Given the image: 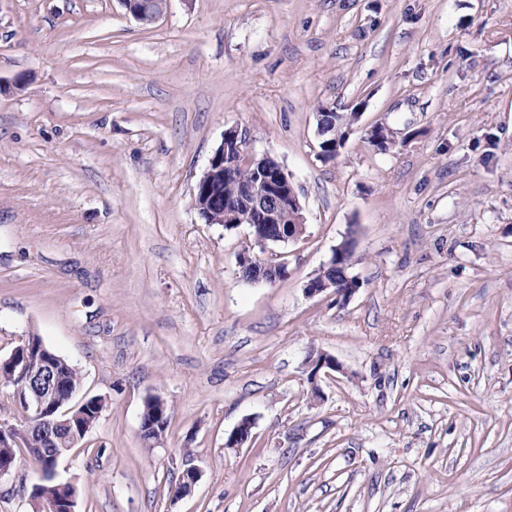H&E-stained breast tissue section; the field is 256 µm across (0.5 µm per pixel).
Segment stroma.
I'll use <instances>...</instances> for the list:
<instances>
[{
  "label": "stroma",
  "instance_id": "1",
  "mask_svg": "<svg viewBox=\"0 0 512 512\" xmlns=\"http://www.w3.org/2000/svg\"><path fill=\"white\" fill-rule=\"evenodd\" d=\"M324 107L359 115L331 160ZM232 126L299 193L286 280L192 207ZM347 238L356 292L307 296ZM31 334L106 401L76 512H512V0H0V356ZM165 2V0H122L128 13L138 21L147 14H151L156 20L161 15Z\"/></svg>",
  "mask_w": 512,
  "mask_h": 512
}]
</instances>
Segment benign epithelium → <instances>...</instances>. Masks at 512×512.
I'll list each match as a JSON object with an SVG mask.
<instances>
[{
  "mask_svg": "<svg viewBox=\"0 0 512 512\" xmlns=\"http://www.w3.org/2000/svg\"><path fill=\"white\" fill-rule=\"evenodd\" d=\"M128 13L136 20L147 14L158 18L165 0H122ZM247 137L236 127L224 132V139L212 156L208 168L196 186L199 215L208 224H222L229 230L237 223L232 203L225 201L221 186L232 178L239 166L250 165L255 156L247 148ZM244 196L253 203L267 225L281 223L282 213H288L287 229L279 227L267 231L254 225L250 231V245L238 254L240 270H249L248 281L275 283L288 278V265L277 255L268 253L273 243L296 241L305 233L303 208L298 192L286 170L278 163L259 164L255 180L244 187ZM332 288V283L311 280L305 288L308 296L320 295ZM334 289V288H332ZM353 288H336V297L348 300ZM66 360L46 347L42 339L29 335L21 339L11 353L0 357V384L12 388L10 398L18 413L15 424L0 422V448H27L33 437L40 439V447L28 452L44 461L39 466V482L32 486L30 499L35 512H75L77 490L57 479L56 466L64 454L85 440L95 427L106 401L98 396L79 395L80 387L64 383L62 368ZM309 380L328 369L336 371L339 365L332 356L320 353L310 360ZM201 478L194 468L184 471L176 495L188 493ZM51 484L56 497L48 500L42 488Z\"/></svg>",
  "mask_w": 512,
  "mask_h": 512,
  "instance_id": "7a95c632",
  "label": "benign epithelium"
}]
</instances>
